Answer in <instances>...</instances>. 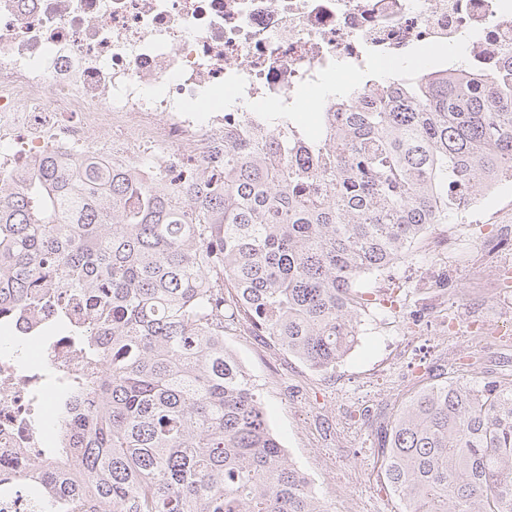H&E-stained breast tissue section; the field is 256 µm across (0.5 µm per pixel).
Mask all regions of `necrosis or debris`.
Listing matches in <instances>:
<instances>
[{"mask_svg": "<svg viewBox=\"0 0 512 512\" xmlns=\"http://www.w3.org/2000/svg\"><path fill=\"white\" fill-rule=\"evenodd\" d=\"M512 44V0H0V191L54 156L130 168L144 182L189 166L209 173L224 134L258 112H297L306 93L403 63L424 47L495 67ZM497 302L512 308V226L480 245ZM474 339L512 340V324L450 305ZM40 315L0 319V512H31L57 400L48 384L98 369L68 338L34 337Z\"/></svg>", "mask_w": 512, "mask_h": 512, "instance_id": "necrosis-or-debris-1", "label": "necrosis or debris"}]
</instances>
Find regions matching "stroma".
<instances>
[{
    "mask_svg": "<svg viewBox=\"0 0 512 512\" xmlns=\"http://www.w3.org/2000/svg\"><path fill=\"white\" fill-rule=\"evenodd\" d=\"M505 222L512 224V180L461 218L476 240ZM452 230L437 225L404 262L359 281V291L384 303L365 307L359 342L334 371L310 370L246 322L224 335L226 347L257 386L290 459L308 475L328 512H399L397 498L379 476L375 429L431 383L433 369L445 367L449 380L473 385L512 384V346L489 337L472 348L464 334L439 331V302L493 304L484 289L468 287L463 277L456 287L431 288V281L448 279Z\"/></svg>",
    "mask_w": 512,
    "mask_h": 512,
    "instance_id": "stroma-1",
    "label": "stroma"
}]
</instances>
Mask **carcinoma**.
Returning <instances> with one entry per match:
<instances>
[{"mask_svg": "<svg viewBox=\"0 0 512 512\" xmlns=\"http://www.w3.org/2000/svg\"><path fill=\"white\" fill-rule=\"evenodd\" d=\"M364 82L380 92L337 97L318 139L286 117L224 135L202 180L49 160L0 193V313L87 302L72 334L104 363L63 382L42 512H326L224 329L336 368L361 335L356 281L512 178L511 50ZM377 436L402 512H512V386L443 380Z\"/></svg>", "mask_w": 512, "mask_h": 512, "instance_id": "carcinoma-1", "label": "carcinoma"}]
</instances>
